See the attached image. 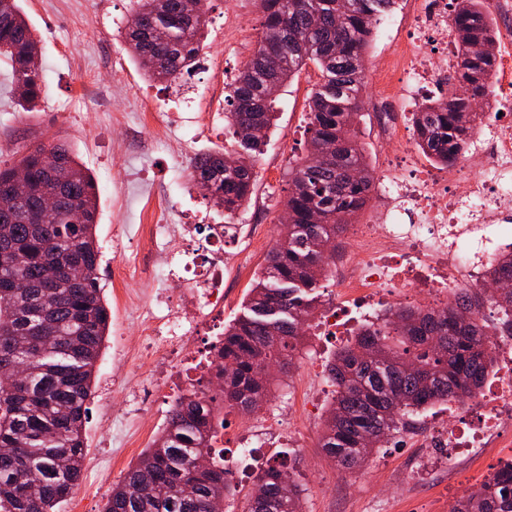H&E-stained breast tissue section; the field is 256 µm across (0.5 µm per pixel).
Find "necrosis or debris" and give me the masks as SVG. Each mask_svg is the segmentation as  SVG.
<instances>
[{
  "label": "necrosis or debris",
  "instance_id": "1",
  "mask_svg": "<svg viewBox=\"0 0 512 512\" xmlns=\"http://www.w3.org/2000/svg\"><path fill=\"white\" fill-rule=\"evenodd\" d=\"M406 25L408 42L391 59L374 64L366 103L375 113L381 142L392 147L387 167L377 182L386 199L384 210L367 213L353 225V262L344 275L350 288H366L375 303L380 286L399 284L401 301L425 299L431 310L444 308L449 294L463 285L485 286V268L497 250L467 252L460 244L477 239L489 222H512V125L501 113L512 111V97L483 99L476 107L479 133L471 137L466 159L448 172L445 182L408 176L401 162L412 148L398 137L396 116L415 107L429 89L448 92V46L456 31L448 0H412ZM481 155L482 167L471 168L468 157ZM142 257L116 261L114 280L132 281L149 289L177 282L183 300L165 301L163 312L151 311L140 326L145 347L140 354L157 384L140 398L150 410L156 398L177 400L183 366L206 360L200 332L224 317V227L203 218L184 224H147L142 228ZM499 371L485 392L458 401L462 415L454 428L437 425L431 446H447L449 459L486 447L502 425L512 421V339L496 340Z\"/></svg>",
  "mask_w": 512,
  "mask_h": 512
}]
</instances>
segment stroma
I'll list each match as a JSON object with an SVG mask.
<instances>
[{"mask_svg":"<svg viewBox=\"0 0 512 512\" xmlns=\"http://www.w3.org/2000/svg\"><path fill=\"white\" fill-rule=\"evenodd\" d=\"M21 6L39 40L46 94L39 111H20L14 103L11 68L0 62V161L14 162L41 144H64L75 151L99 189V277L112 320L95 367L87 455L73 493L55 512H102L107 491L96 483L100 470L109 468L112 481L121 480L164 427L169 411L162 405L147 414L136 413L140 394L154 385L147 367L137 368L134 383L124 391L112 390L122 367L118 350L134 354L142 347L136 331L141 311L125 304V288L112 280L116 251L136 248L144 224H177L195 211L209 213L212 223H223V214L215 211L207 195L199 190L186 193L190 159L177 144L193 138L197 155L214 148L234 150L223 124L197 135L190 119L197 113L226 111L222 80L236 74L253 53L262 14L257 0H207L200 66L177 88L149 81L127 51L123 35L136 8L134 0H21ZM408 8V0H397L393 12L378 24L367 50L369 63L405 40ZM317 80L316 70L304 67L277 94L278 120L255 163L256 191L224 238V250L231 255L224 269V286L230 292L224 303L225 323L242 313L255 275L277 238L292 168L307 153L306 112ZM153 124L166 137L156 147L143 134L144 127ZM343 315L349 334L306 330L291 364L275 368L270 397L259 410L225 414L219 448L248 461L238 441L253 421L273 418L285 425L305 415L309 423L300 436L261 451L264 461L283 464L294 473L305 512H450L470 486L512 460V423L502 428L491 448L450 465L439 456H426L422 445L434 421L452 419L437 406L418 414L413 427L380 445L368 466L339 471L318 438L335 397L329 364L350 342L351 331L362 325L356 311L347 309Z\"/></svg>","mask_w":512,"mask_h":512,"instance_id":"obj_1","label":"stroma"}]
</instances>
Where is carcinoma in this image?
Listing matches in <instances>:
<instances>
[{
    "instance_id": "cac0c4a2",
    "label": "carcinoma",
    "mask_w": 512,
    "mask_h": 512,
    "mask_svg": "<svg viewBox=\"0 0 512 512\" xmlns=\"http://www.w3.org/2000/svg\"><path fill=\"white\" fill-rule=\"evenodd\" d=\"M200 0H139L125 39L133 61L151 81L173 84L190 74L204 49L206 19ZM260 37L252 57L226 84L225 126L240 150L263 154L275 125L273 86L285 85L312 64L320 81L309 98L307 155L292 167L283 201L284 221L267 264L255 278L244 313L224 328L212 347L214 377L221 392L209 396L194 383L173 405L166 426L118 483L102 512H206L205 503L228 495L231 483L214 459L223 411L249 412L250 398H264L270 378L256 379L261 366L289 362L314 317L309 293L327 279L329 264L316 259L321 240L336 237L366 207L376 175L355 127L364 107L365 49L376 24L396 0H258ZM452 22L458 34L453 52L458 87L448 100L429 98L411 113L418 149L435 164L450 168L477 129L474 107L490 92L497 32L488 0H456ZM481 43L483 50L472 51ZM39 46L18 0H0V57L12 70L18 106L36 111L45 92L42 70L33 65ZM68 163L61 206L68 218L47 214L43 196L53 191L42 146L21 161L29 171L28 192L0 206V236L10 252L0 253V279L35 283L45 265L84 248L87 274L78 288L64 283L47 298L38 288L0 292V512H53L74 490L86 455L85 423L91 380L109 310L98 277L96 238L98 191L94 177L62 147ZM331 151L327 166L318 158ZM233 155L202 153L191 162L194 180L209 179L216 209L227 221L249 203L256 173L233 167ZM322 222H310L312 209ZM492 282L512 278V252L488 268ZM496 317L488 319L485 306ZM45 308L51 321L41 339L36 322ZM454 309L465 318L451 326ZM512 338V290L462 288L440 310L403 306L380 323L369 324L341 349L329 367L336 396L326 412L320 447L343 471L368 464L375 448L393 433L412 426L417 413L473 396L495 367L492 344ZM203 456L210 468L198 470ZM270 465L255 484L270 487L265 512H303L302 490L293 480L279 487ZM43 485L32 502L26 488ZM453 512H512V461L501 466L476 492L462 495Z\"/></svg>"
}]
</instances>
